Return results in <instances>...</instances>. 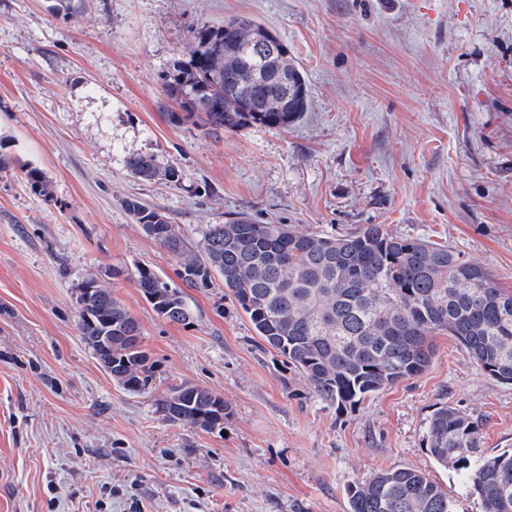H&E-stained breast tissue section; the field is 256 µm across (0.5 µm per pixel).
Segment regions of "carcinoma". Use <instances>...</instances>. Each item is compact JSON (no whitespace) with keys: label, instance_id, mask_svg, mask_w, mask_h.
I'll return each mask as SVG.
<instances>
[{"label":"carcinoma","instance_id":"1","mask_svg":"<svg viewBox=\"0 0 512 512\" xmlns=\"http://www.w3.org/2000/svg\"><path fill=\"white\" fill-rule=\"evenodd\" d=\"M284 42L262 24L235 18L190 31L186 60L163 78L162 93L186 117L201 115L206 134L244 126L285 130L307 109V98L283 99L273 80L305 78ZM129 174L150 182L178 177L151 155L125 160ZM19 178L45 198L51 183L40 168ZM134 223L178 266L195 288L219 276L265 347L300 371L323 401L354 406L388 386L423 373L433 337H455L489 377L512 384V291L497 287L488 268L443 245L397 235L381 224L325 234L294 224H260L241 213L208 224L193 244L170 218L138 197L123 200ZM135 282L160 317L188 324L193 310L169 278L137 267ZM77 329L112 381L132 393L148 389L153 364L136 318L94 279L76 292ZM163 419L203 431L224 423V399L184 381L156 402ZM480 421L455 407H438L427 448L477 494L484 512H512V452L488 456ZM350 512H455L440 485L414 468L380 471L347 489Z\"/></svg>","mask_w":512,"mask_h":512}]
</instances>
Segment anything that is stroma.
Segmentation results:
<instances>
[{
	"label": "stroma",
	"mask_w": 512,
	"mask_h": 512,
	"mask_svg": "<svg viewBox=\"0 0 512 512\" xmlns=\"http://www.w3.org/2000/svg\"><path fill=\"white\" fill-rule=\"evenodd\" d=\"M0 0V141L51 195L0 171V512H349L350 484L415 468L456 512H483L426 448L450 405L512 450V384L447 333L427 370L340 409L262 348L222 283L184 287L190 324L127 275L177 264L135 224L146 199L192 241L241 213L334 234L364 224L474 257L512 289V0ZM247 17L288 46L308 110L285 130L202 133L161 87L192 28ZM131 154L175 167L142 182ZM123 276H106L109 267ZM90 277L139 321L150 390L117 386L76 327ZM187 381L220 395L222 429L162 420ZM20 172L18 177L21 181L25 182L32 191L45 198L50 196L51 183L43 170L32 164H28L21 166Z\"/></svg>",
	"instance_id": "35a3bbf8"
}]
</instances>
